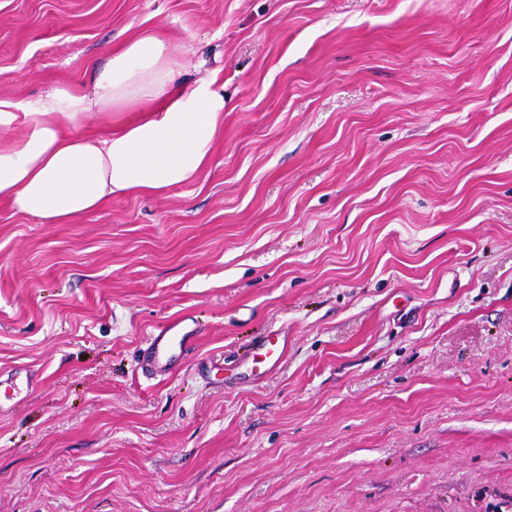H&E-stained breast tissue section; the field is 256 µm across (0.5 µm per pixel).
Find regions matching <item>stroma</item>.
<instances>
[{"instance_id":"1","label":"stroma","mask_w":512,"mask_h":512,"mask_svg":"<svg viewBox=\"0 0 512 512\" xmlns=\"http://www.w3.org/2000/svg\"><path fill=\"white\" fill-rule=\"evenodd\" d=\"M145 29L224 137L72 224L0 203V512H512V0H0V96ZM177 325L160 330L157 335L147 337L148 366L156 373H166L182 353L200 336L192 331L182 334L171 333Z\"/></svg>"}]
</instances>
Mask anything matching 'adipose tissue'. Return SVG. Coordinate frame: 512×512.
Masks as SVG:
<instances>
[{
  "mask_svg": "<svg viewBox=\"0 0 512 512\" xmlns=\"http://www.w3.org/2000/svg\"><path fill=\"white\" fill-rule=\"evenodd\" d=\"M176 48L141 32L87 83L45 97H0V202L69 224L115 196H163L194 182L224 133L217 74L178 81Z\"/></svg>",
  "mask_w": 512,
  "mask_h": 512,
  "instance_id": "1",
  "label": "adipose tissue"
}]
</instances>
